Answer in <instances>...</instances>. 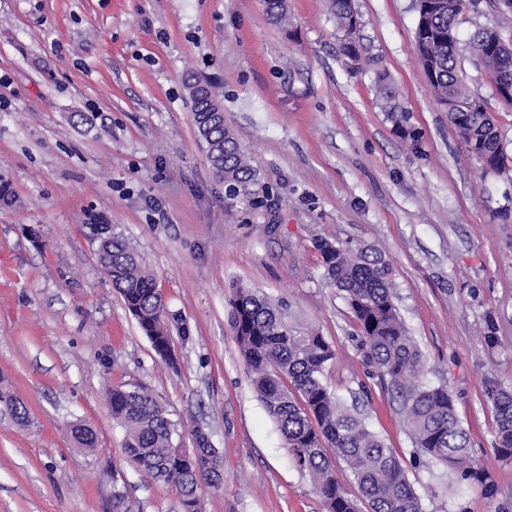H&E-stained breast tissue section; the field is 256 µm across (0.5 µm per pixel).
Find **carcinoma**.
Wrapping results in <instances>:
<instances>
[{
	"instance_id": "1",
	"label": "carcinoma",
	"mask_w": 512,
	"mask_h": 512,
	"mask_svg": "<svg viewBox=\"0 0 512 512\" xmlns=\"http://www.w3.org/2000/svg\"><path fill=\"white\" fill-rule=\"evenodd\" d=\"M462 0H418L425 18L415 29L414 51L426 71L438 104L471 157L496 171L504 167L500 133L485 103L468 90L460 71L459 17ZM327 11L343 33L340 52L351 62L373 68L376 99L390 116L402 139L415 143L409 112L379 59L363 55L356 40L353 0H327ZM266 12L277 24L288 22L286 0H266ZM467 49L475 62L496 78L512 82V46L486 26L478 25ZM199 141L213 174L244 191L258 183L257 171L233 129L224 122L222 94L211 85L189 89ZM99 260L124 303L150 341L167 357L171 347L169 316L154 274L137 249L110 224L91 226ZM323 273L346 299L357 325L364 361L388 381L400 398L405 422L415 447L444 464L458 480L485 484L488 477L472 455L466 430L456 416L448 386L424 383L425 360L402 321L388 269L327 238L314 239ZM229 325L240 354L252 374L254 389L276 423L294 465L308 473L324 512H422L421 498L409 482L395 449L352 412L331 390L324 376L336 359L332 344L319 332L296 323L288 305L275 302L256 288L230 286ZM112 420L125 431V453L145 472L173 487L180 512H201V480L219 478V462L208 439L196 436V448L173 444L174 424L165 406L149 391L108 390ZM489 399L495 418V453L512 459V389L494 386ZM0 402L18 420L27 409L6 392ZM342 461L357 484L354 498L341 486L336 462Z\"/></svg>"
}]
</instances>
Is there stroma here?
I'll use <instances>...</instances> for the list:
<instances>
[{
  "label": "stroma",
  "instance_id": "obj_1",
  "mask_svg": "<svg viewBox=\"0 0 512 512\" xmlns=\"http://www.w3.org/2000/svg\"><path fill=\"white\" fill-rule=\"evenodd\" d=\"M0 0V512H178L171 486L135 468L105 402L109 387L152 392L173 443L207 434L223 460L203 512H323L256 397L228 323L238 282L286 302L336 349L325 374L358 398L396 450L423 512H512V462L495 455L489 385L512 387V106L481 67L465 82L494 113L508 157L482 174L434 100L413 51L414 0H354L420 133L402 140L371 70L350 68L326 0ZM224 90V119L270 191L228 197L202 149L187 83ZM130 240L156 276L176 360L168 365L101 267L89 225ZM323 236L381 259L395 302L447 384L492 491L457 486L414 448L398 400L367 366L343 295L325 279ZM494 339H486L487 329ZM92 430L77 448L75 426Z\"/></svg>",
  "mask_w": 512,
  "mask_h": 512
}]
</instances>
